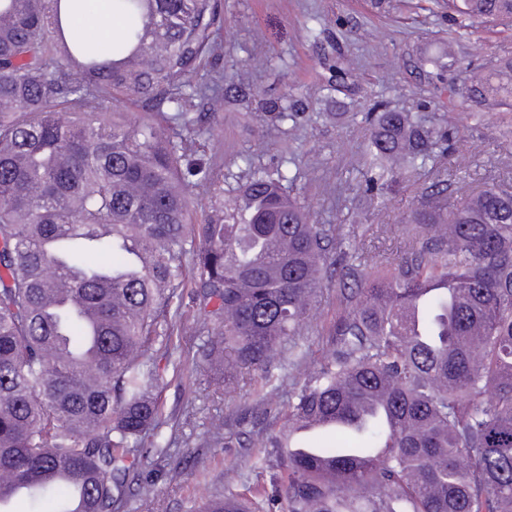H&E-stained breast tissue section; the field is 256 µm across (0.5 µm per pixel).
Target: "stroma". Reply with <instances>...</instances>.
Returning <instances> with one entry per match:
<instances>
[{"instance_id":"1","label":"stroma","mask_w":512,"mask_h":512,"mask_svg":"<svg viewBox=\"0 0 512 512\" xmlns=\"http://www.w3.org/2000/svg\"><path fill=\"white\" fill-rule=\"evenodd\" d=\"M225 84L245 79L258 90L250 102H227L203 115L197 141L225 190H233L250 168L281 167L292 189L315 212L318 223L342 233L341 249L360 244L382 259L400 261L406 252L402 218L436 176L448 180L456 199L484 189L487 182L512 188V108L483 121L466 98L471 69L490 72L512 62V28L484 23L459 35L445 10L420 6L385 12L374 0H224ZM455 48L444 71L421 67L426 56ZM290 96L301 100L298 122L271 130L260 101ZM416 113L423 124L457 130L453 153L369 200L361 173L370 129L360 115L373 105ZM183 342L158 380L164 425L159 437L164 462L141 460L146 479L134 489L129 512H199L224 489V474L235 470L237 491L268 482L255 467L256 449L239 444L237 432L274 430L272 420L248 413L247 383L232 392L216 388L198 362V306L182 291ZM336 314V280L327 278L308 311L303 344L320 356L323 337ZM222 418L229 433L209 436V423Z\"/></svg>"}]
</instances>
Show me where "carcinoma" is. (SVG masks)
I'll list each match as a JSON object with an SVG mask.
<instances>
[{
  "mask_svg": "<svg viewBox=\"0 0 512 512\" xmlns=\"http://www.w3.org/2000/svg\"><path fill=\"white\" fill-rule=\"evenodd\" d=\"M60 0H0V501L12 485L54 512H121L132 449L158 447L154 398L193 281L218 323L201 361L228 390L251 375L254 405L281 422L248 437L285 512H512V191L466 200L439 180L407 216L409 251L340 270L336 316L314 371L270 406L273 371L294 369L335 229L317 223L279 169L255 168L231 210L197 214L215 184L197 157L196 113L224 106L221 0H112L126 27L112 51L65 36ZM461 28L512 21V0H443ZM509 80L475 69L468 97L503 106ZM141 108L126 119L107 103ZM276 126L296 101L264 103ZM366 181L393 184L446 150L411 111L371 118ZM101 330L91 340L88 327ZM377 401L363 447L291 452L325 418ZM204 512H270L232 489Z\"/></svg>",
  "mask_w": 512,
  "mask_h": 512,
  "instance_id": "cac0c4a2",
  "label": "carcinoma"
}]
</instances>
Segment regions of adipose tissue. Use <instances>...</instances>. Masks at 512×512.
<instances>
[{"label":"adipose tissue","mask_w":512,"mask_h":512,"mask_svg":"<svg viewBox=\"0 0 512 512\" xmlns=\"http://www.w3.org/2000/svg\"><path fill=\"white\" fill-rule=\"evenodd\" d=\"M72 35L99 49L119 36L123 24L112 12V0H69Z\"/></svg>","instance_id":"1"}]
</instances>
